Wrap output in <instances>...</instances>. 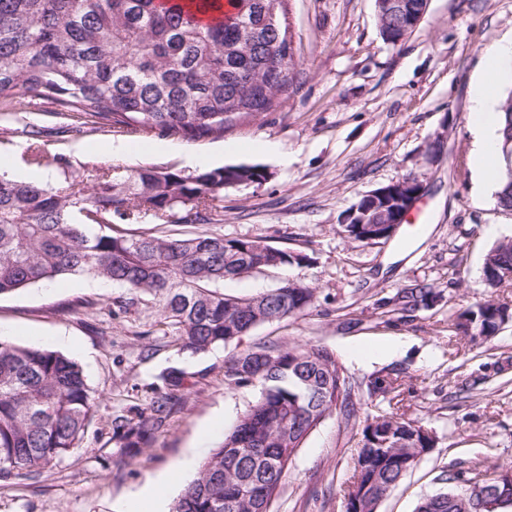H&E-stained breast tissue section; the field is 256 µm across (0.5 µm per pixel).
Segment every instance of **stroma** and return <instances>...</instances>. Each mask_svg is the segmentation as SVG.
Wrapping results in <instances>:
<instances>
[{
  "mask_svg": "<svg viewBox=\"0 0 512 512\" xmlns=\"http://www.w3.org/2000/svg\"><path fill=\"white\" fill-rule=\"evenodd\" d=\"M286 10L297 77L275 110L222 139L72 132L52 105L38 102L13 115L0 111V129L15 128L0 132V158L49 174L54 186L91 168L181 170L188 153L262 168L266 180L225 189L209 220H117L112 229L266 242L302 255V263L225 283L224 294L256 296L287 281L315 290L303 314L259 325L199 357L176 355V330L157 301L117 284L81 288L72 276L1 297L0 332L17 344L61 348L80 362L99 401L79 448L37 478L0 486V512H118L165 475L178 497L195 464L254 401L256 386L225 384L224 363L259 341L325 346L353 383V411L336 408L311 433L270 512H346L344 487L362 431L392 413L424 426L435 445L378 512H414L421 498L466 483L475 462L512 468V320L488 340L455 329L460 311L484 301L512 307V287H490L482 275L489 249L512 237V213L479 186L469 126L471 87L487 51L512 32V0H428L415 32L395 45L380 35L374 0H288ZM268 142L276 154L264 152ZM119 143L129 152L112 156ZM407 174L424 186L418 205L426 224L416 232L400 224L385 241L348 238L343 226L357 204ZM418 284L433 301L396 309L397 295ZM171 367L203 379L152 447L118 461L113 415L147 404ZM390 369L400 374L398 387L370 393L371 380Z\"/></svg>",
  "mask_w": 512,
  "mask_h": 512,
  "instance_id": "1",
  "label": "stroma"
}]
</instances>
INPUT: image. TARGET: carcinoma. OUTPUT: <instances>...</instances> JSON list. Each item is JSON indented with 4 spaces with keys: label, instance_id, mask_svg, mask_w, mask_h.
Instances as JSON below:
<instances>
[{
    "label": "carcinoma",
    "instance_id": "1",
    "mask_svg": "<svg viewBox=\"0 0 512 512\" xmlns=\"http://www.w3.org/2000/svg\"><path fill=\"white\" fill-rule=\"evenodd\" d=\"M287 0H0V108L25 102L55 106L77 128L215 140L248 118L272 111L295 77ZM375 0L380 35L407 39L428 0ZM277 28L266 23L270 11ZM503 166L497 206L512 211V92L500 103ZM255 166L193 173L140 167L129 173L91 170L55 187L0 175V296L39 282L90 275L150 296L179 336L181 355L199 356L265 323L308 309L315 289L295 283L256 298L228 297L218 287L277 270L298 255L251 239L218 233L184 238L112 234L113 219L150 217L160 224L192 222L217 208L224 189L259 183ZM396 200L359 203L349 237L370 241L374 226L393 223ZM483 277L493 288L512 285V238L486 254ZM432 292L412 288L403 309L428 304ZM501 304L490 300L460 316L463 336L489 338ZM259 394L223 441L200 463L197 478L172 512H269L298 448L321 420L346 402L349 384L334 354L315 344H259L231 357L224 375ZM197 372L170 368L146 407L112 419L118 457L151 446L178 398L200 383ZM96 402L74 358L39 346L0 340V483L31 479L79 447ZM434 447L421 425L397 416L362 431L347 498L359 512H377L388 490L423 449ZM465 502L442 492L415 512H483L495 483L479 470Z\"/></svg>",
    "mask_w": 512,
    "mask_h": 512
}]
</instances>
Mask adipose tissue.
I'll return each mask as SVG.
<instances>
[{"label": "adipose tissue", "instance_id": "obj_1", "mask_svg": "<svg viewBox=\"0 0 512 512\" xmlns=\"http://www.w3.org/2000/svg\"><path fill=\"white\" fill-rule=\"evenodd\" d=\"M512 74V34L486 55L481 76L471 88L470 124L474 136V167L485 186H492L501 164L496 89Z\"/></svg>", "mask_w": 512, "mask_h": 512}]
</instances>
